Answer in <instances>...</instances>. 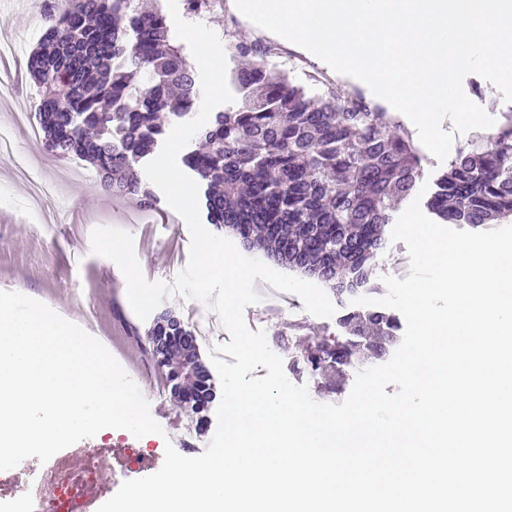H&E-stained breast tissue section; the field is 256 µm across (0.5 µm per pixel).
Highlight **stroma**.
<instances>
[{
    "label": "stroma",
    "mask_w": 512,
    "mask_h": 512,
    "mask_svg": "<svg viewBox=\"0 0 512 512\" xmlns=\"http://www.w3.org/2000/svg\"><path fill=\"white\" fill-rule=\"evenodd\" d=\"M30 4L16 6L0 0V40L16 45L15 57L0 60V127L12 126L14 114L25 111L30 123H37L40 105L38 87L29 79L26 62L37 47L45 27ZM13 156L0 157V290L15 291L44 303L64 319L78 325L97 339L141 387L153 418L162 434L141 438L123 429L107 428L85 439L89 448H161L165 443L181 447L194 438L197 451H204L216 427V409L208 407L204 427L177 409L170 390L146 341L151 320L139 319L132 310L125 278L111 260L92 254L91 233L100 226H112L130 233L144 276L151 281L173 282L189 260L190 231L184 220L170 217L166 199H159L148 222L131 223L140 213L137 200L114 197L101 189L95 169L85 160L59 158L48 152L41 137L23 129L14 131ZM39 171L46 180H62L69 188L62 194L35 198L23 170ZM161 310L174 313L183 323L204 320L207 334L198 336L200 358L211 364L217 345L230 335L215 312L204 304L185 302L173 296L163 300ZM244 320L251 330L264 331L269 348L283 362L289 380L307 385L317 402H324L319 380L311 373L296 374L292 365L300 356L302 343L317 328L328 341L343 338L335 317L321 318L303 306L285 309L275 302L260 301L245 308Z\"/></svg>",
    "instance_id": "35a3bbf8"
}]
</instances>
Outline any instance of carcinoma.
<instances>
[{"instance_id":"1","label":"carcinoma","mask_w":512,"mask_h":512,"mask_svg":"<svg viewBox=\"0 0 512 512\" xmlns=\"http://www.w3.org/2000/svg\"><path fill=\"white\" fill-rule=\"evenodd\" d=\"M47 32L28 65L42 89L40 128L56 156H80L95 167L100 186L152 209L157 196L143 183L140 161L154 153L166 120L193 115L202 97L198 72L162 9L142 14L134 0H67L46 13ZM236 56L252 58L232 69L235 101L198 131L207 150L182 157L195 175L207 222L243 245L313 278L338 296L373 284L372 260L395 223V202L408 198L423 156L406 130L361 96L309 94L268 68L272 48L237 43ZM496 133L477 138L434 182L425 208L440 224H493L512 215V114ZM354 337L319 342L303 364L339 392V377L364 356L387 358L399 342L400 322L373 308L340 316ZM176 339L199 373L165 365L174 378L213 390L196 336Z\"/></svg>"}]
</instances>
